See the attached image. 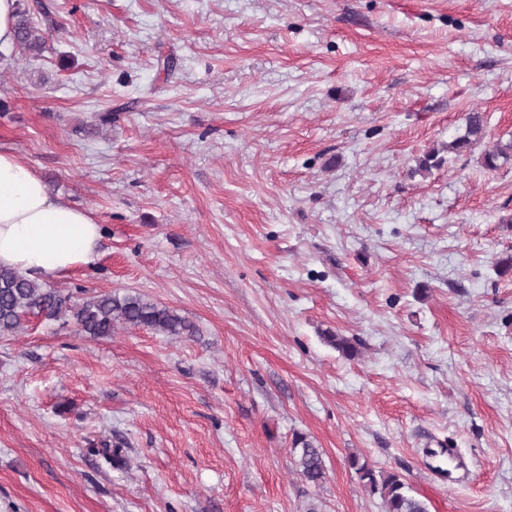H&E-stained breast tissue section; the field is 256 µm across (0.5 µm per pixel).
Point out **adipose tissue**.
Listing matches in <instances>:
<instances>
[{"mask_svg":"<svg viewBox=\"0 0 512 512\" xmlns=\"http://www.w3.org/2000/svg\"><path fill=\"white\" fill-rule=\"evenodd\" d=\"M102 227L54 198L22 157L0 150V267L54 277L95 263Z\"/></svg>","mask_w":512,"mask_h":512,"instance_id":"obj_1","label":"adipose tissue"}]
</instances>
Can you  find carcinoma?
I'll use <instances>...</instances> for the list:
<instances>
[{"instance_id":"cac0c4a2","label":"carcinoma","mask_w":512,"mask_h":512,"mask_svg":"<svg viewBox=\"0 0 512 512\" xmlns=\"http://www.w3.org/2000/svg\"><path fill=\"white\" fill-rule=\"evenodd\" d=\"M45 42V33L26 15H20L15 43L28 51L38 52ZM485 136V120L480 112L466 118L465 132L442 148L429 150L419 161L418 169L429 171L441 167L443 153L472 151ZM512 159V139L499 141L484 152L483 165L494 170L499 163ZM47 321H73L78 331L90 336L112 335L118 326L144 327L165 336H193L196 326L176 310L161 305L141 294L99 293L77 297L70 291L48 288L36 279L0 267V335L15 334L23 328L28 316ZM325 339L347 358L357 355L354 342L331 332ZM294 452L301 475L313 485L323 483L326 466L323 452L302 435L294 438ZM359 479L380 493L385 512H428L426 504L409 494V486L397 473L377 474L367 462L351 457Z\"/></svg>"}]
</instances>
